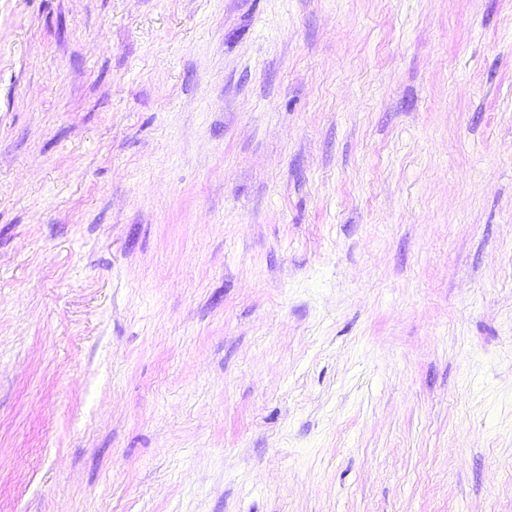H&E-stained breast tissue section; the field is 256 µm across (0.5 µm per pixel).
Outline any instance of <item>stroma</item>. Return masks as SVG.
Listing matches in <instances>:
<instances>
[{"label":"stroma","instance_id":"1","mask_svg":"<svg viewBox=\"0 0 512 512\" xmlns=\"http://www.w3.org/2000/svg\"><path fill=\"white\" fill-rule=\"evenodd\" d=\"M0 512H512V0H0Z\"/></svg>","mask_w":512,"mask_h":512}]
</instances>
